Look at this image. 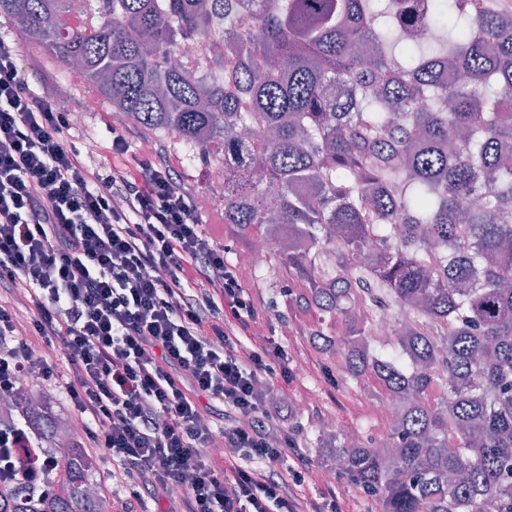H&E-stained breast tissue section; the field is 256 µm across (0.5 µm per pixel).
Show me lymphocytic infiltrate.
<instances>
[{
	"label": "lymphocytic infiltrate",
	"instance_id": "1",
	"mask_svg": "<svg viewBox=\"0 0 512 512\" xmlns=\"http://www.w3.org/2000/svg\"><path fill=\"white\" fill-rule=\"evenodd\" d=\"M72 130L0 37V396L24 378L63 381L80 446L111 461L136 503L351 512L332 487L310 492L289 409L267 396L290 357L258 333L260 311L178 161L130 156L115 128L104 165ZM50 468L30 424L0 428L1 481Z\"/></svg>",
	"mask_w": 512,
	"mask_h": 512
}]
</instances>
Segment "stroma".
Segmentation results:
<instances>
[{"label":"stroma","mask_w":512,"mask_h":512,"mask_svg":"<svg viewBox=\"0 0 512 512\" xmlns=\"http://www.w3.org/2000/svg\"><path fill=\"white\" fill-rule=\"evenodd\" d=\"M18 46L27 61L36 66V74L31 78L33 88L53 94L61 111L71 113L79 110L84 99L90 96L91 86L83 80L67 77L61 63L29 46L26 41H19ZM109 120L108 112L102 109L84 114L74 125L77 141L94 145L93 160L106 161L110 158V138L106 129ZM241 274L265 313L267 324L275 327L278 341L287 345L296 358V378L273 388L271 401L276 406L291 405L292 412L287 421L289 434L297 447L313 460L316 469H323L313 436L322 419L332 418L341 432L366 423L379 430L384 427L385 420L376 412L372 400L322 375V361L304 337L313 317L288 304V281L280 277L270 283L258 281L253 268L248 266L242 267Z\"/></svg>","instance_id":"1"}]
</instances>
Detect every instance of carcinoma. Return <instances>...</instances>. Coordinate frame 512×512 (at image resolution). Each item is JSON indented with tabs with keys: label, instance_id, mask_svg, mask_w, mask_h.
Returning a JSON list of instances; mask_svg holds the SVG:
<instances>
[{
	"label": "carcinoma",
	"instance_id": "obj_1",
	"mask_svg": "<svg viewBox=\"0 0 512 512\" xmlns=\"http://www.w3.org/2000/svg\"><path fill=\"white\" fill-rule=\"evenodd\" d=\"M0 0V17L113 111L190 161L224 165L219 207L269 241L259 276L291 302L328 375L402 410L317 447L380 512H512V13L452 0ZM224 49L195 74L191 43ZM452 72L457 80L446 82ZM388 315L391 336H375ZM64 493L26 481L0 512H101L97 459L48 401L14 405Z\"/></svg>",
	"mask_w": 512,
	"mask_h": 512
}]
</instances>
